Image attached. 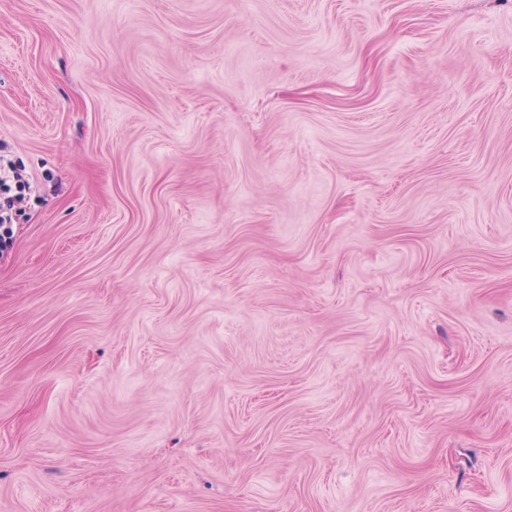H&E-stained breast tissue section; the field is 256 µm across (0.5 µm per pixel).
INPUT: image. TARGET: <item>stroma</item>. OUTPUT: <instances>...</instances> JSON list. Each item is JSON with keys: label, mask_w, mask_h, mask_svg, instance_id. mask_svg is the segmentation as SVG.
<instances>
[{"label": "stroma", "mask_w": 512, "mask_h": 512, "mask_svg": "<svg viewBox=\"0 0 512 512\" xmlns=\"http://www.w3.org/2000/svg\"><path fill=\"white\" fill-rule=\"evenodd\" d=\"M0 512H512V0H0ZM7 146L0 143V245L7 246L14 209L31 192V183L21 174L6 154ZM3 153V154H2Z\"/></svg>", "instance_id": "stroma-1"}]
</instances>
